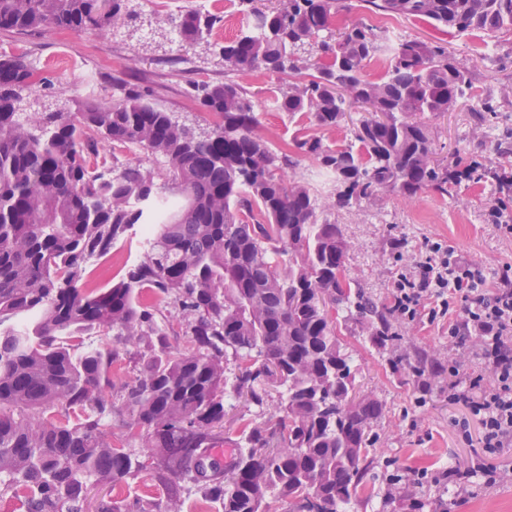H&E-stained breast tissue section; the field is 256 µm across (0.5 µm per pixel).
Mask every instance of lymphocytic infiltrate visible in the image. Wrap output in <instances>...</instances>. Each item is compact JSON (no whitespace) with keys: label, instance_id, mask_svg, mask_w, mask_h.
I'll return each instance as SVG.
<instances>
[{"label":"lymphocytic infiltrate","instance_id":"1","mask_svg":"<svg viewBox=\"0 0 512 512\" xmlns=\"http://www.w3.org/2000/svg\"><path fill=\"white\" fill-rule=\"evenodd\" d=\"M393 308L415 317L427 309L430 319L447 318L448 401L467 416L456 424L464 442L480 451L467 467H448L440 476L449 482L475 478L483 485L512 484V467L498 465L512 447V265L499 269L487 285L482 268L452 247L434 242L421 260L400 273L393 284ZM472 349L484 371L464 373L457 349Z\"/></svg>","mask_w":512,"mask_h":512}]
</instances>
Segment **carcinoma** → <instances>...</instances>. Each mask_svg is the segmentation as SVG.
<instances>
[{"label": "carcinoma", "instance_id": "1", "mask_svg": "<svg viewBox=\"0 0 512 512\" xmlns=\"http://www.w3.org/2000/svg\"><path fill=\"white\" fill-rule=\"evenodd\" d=\"M0 0V31L43 27L117 32L143 18L135 0ZM387 18H424L458 34L512 33V0H366ZM247 27L218 47L224 70L260 69L294 79L273 99L311 132L273 150L257 133L252 97L231 79L197 81L186 98L212 122L196 128L117 79L108 101L64 100L63 112L22 113L34 70L0 59V486L25 491V512H86L90 488L122 484L152 468L175 487L190 479L220 512H265L267 498L293 512H343L365 489L380 402L356 389L335 308L392 340L379 305L351 293L350 242L319 216V198L280 172L309 158L342 209L380 192L414 197L484 181L476 161L434 160L427 125L416 116L452 109L469 72L439 43L402 38L378 81L367 62L382 33L363 21L337 25L347 0H237ZM223 16L200 9L170 18L164 42L210 52ZM355 105L359 150L333 149L321 132ZM158 157L171 186L137 158H98V139ZM152 225L142 256L108 287L90 286L91 263L140 226ZM178 310L181 348L170 345L168 307ZM75 330L119 344L144 336L158 350L109 397L125 355L74 347ZM241 360L232 383L224 360ZM282 389L280 415L224 430L231 392L258 408ZM54 410L58 419L45 413ZM79 409L77 423L64 419ZM125 417L126 440L143 436L150 464L120 449L105 419ZM233 452L224 472L212 448ZM98 512H163L136 500Z\"/></svg>", "mask_w": 512, "mask_h": 512}]
</instances>
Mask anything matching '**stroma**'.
<instances>
[{
  "label": "stroma",
  "mask_w": 512,
  "mask_h": 512,
  "mask_svg": "<svg viewBox=\"0 0 512 512\" xmlns=\"http://www.w3.org/2000/svg\"><path fill=\"white\" fill-rule=\"evenodd\" d=\"M394 30L447 46L449 54L471 74V84L455 111L426 120L438 158L478 160L493 170L512 166V155L498 153L500 139L512 128V36L491 39L483 57L472 51L473 34H457L423 19L398 18ZM24 44V57L34 67L37 86L65 98L88 95L108 97L114 79H123L150 90L155 102L176 113L186 123L204 116L189 106L184 91L190 82L224 80L218 56H210L206 71L195 68L194 54L163 48L145 50L141 42L118 35L67 30L28 33L0 32V57ZM96 78L93 89L83 86L84 73ZM234 80L250 95L259 120L257 132L272 147L291 141L308 118H288L272 104L278 91L287 88L288 75L272 76L260 70L235 72ZM492 105L493 122H477L476 110ZM291 178L310 183L318 191L324 217L341 225L352 248L347 259L356 288L378 305L391 307L392 283L401 268L412 266L428 240H439L477 263L487 278L506 263L512 264V238L502 236L487 219V210L499 195L493 179L473 185L463 183L449 194L427 191L412 198L382 192L376 197L337 209L316 164L304 159L290 170ZM343 350L353 361L356 384L380 401L383 412L374 423L373 453L378 467L367 478V489L346 512H410L408 497L425 502L424 512H512V485L487 487L469 483L454 488L438 482L441 470L466 464L475 455L455 426L465 410L448 402V323L429 322L393 314L388 318L393 341L375 344L364 326L337 311ZM431 373L428 395L419 390V372ZM98 495L118 499L161 502L165 512H189L203 503L201 489L191 481L171 488L158 482L152 470L134 481L100 486Z\"/></svg>",
  "instance_id": "obj_1"
}]
</instances>
